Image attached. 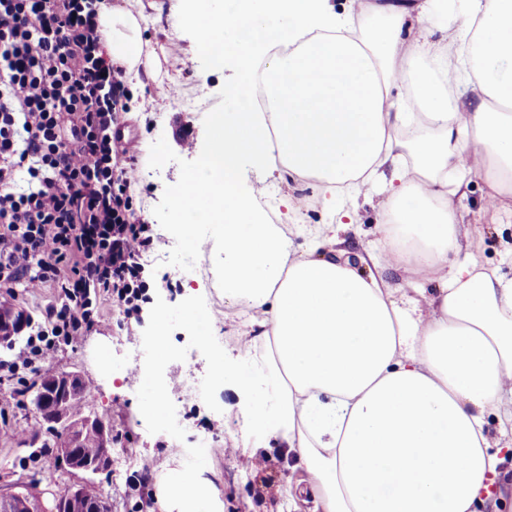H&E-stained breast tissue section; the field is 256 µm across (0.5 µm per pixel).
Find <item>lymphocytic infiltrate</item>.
Wrapping results in <instances>:
<instances>
[{
	"mask_svg": "<svg viewBox=\"0 0 512 512\" xmlns=\"http://www.w3.org/2000/svg\"><path fill=\"white\" fill-rule=\"evenodd\" d=\"M106 4L0 0V304L56 292L0 377L38 375L59 344L88 336L98 298L139 310L156 239L116 150L126 86L98 22Z\"/></svg>",
	"mask_w": 512,
	"mask_h": 512,
	"instance_id": "1",
	"label": "lymphocytic infiltrate"
}]
</instances>
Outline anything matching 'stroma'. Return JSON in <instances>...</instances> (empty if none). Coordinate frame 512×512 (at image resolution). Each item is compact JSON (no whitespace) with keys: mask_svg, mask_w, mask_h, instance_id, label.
Instances as JSON below:
<instances>
[{"mask_svg":"<svg viewBox=\"0 0 512 512\" xmlns=\"http://www.w3.org/2000/svg\"><path fill=\"white\" fill-rule=\"evenodd\" d=\"M112 3L144 13L142 39L146 50L158 54L164 73L163 80L147 78L130 90L128 110L119 120L121 134L132 142L130 152L138 173L130 193L138 215L151 224L159 243L141 260L147 298L138 315L125 318L115 302H102L101 324L82 341L60 346L42 370L46 376L56 371L83 376L94 392L86 413L98 417L115 439L112 465L88 479L68 468L54 453L57 434L48 431L34 404V382H27L19 397L13 394V383L7 382L0 385V491H12L16 482L23 481L40 493L59 492L85 480L111 503L112 512H161L153 500L155 486L141 482V467L149 465L155 475L185 466L186 461L163 433L159 416L148 408L152 385L131 383L127 351L129 344L136 343L152 352L157 332L154 314L161 310L168 346L164 355H154V363L161 372L172 373L176 387H184L190 376L209 382L205 398L184 395L178 407L190 433L212 442L199 450L195 462L212 484L211 512H320L317 499L305 490L307 473L275 447L266 451L274 483L265 485V476L250 467L255 452L243 445L241 419L224 417L238 398L220 386L211 369L223 358L229 368H238L239 329L245 314L242 307L224 301V251L219 237H212L200 250L186 244L171 201L179 177L207 150L210 117L224 108L233 70L215 67L197 52L192 29L179 25L177 0ZM172 86L177 92L171 96L167 90ZM188 141L193 144L189 150L184 147ZM239 178L246 183L265 180L266 193L258 207L275 215L297 251L307 249L317 227L332 224L345 259L356 270L374 274L392 288L421 287V280L408 271L361 262L363 243L379 236L376 201L360 200V221L348 224L343 213L349 202L343 197L322 199L303 181L285 187L276 176L262 175L247 160L241 164ZM489 191L484 178H470L466 195L458 203L461 250L511 278L512 214L486 209ZM190 309L196 311L198 324L187 322Z\"/></svg>","mask_w":512,"mask_h":512,"instance_id":"1","label":"stroma"}]
</instances>
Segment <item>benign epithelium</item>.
<instances>
[{
	"label": "benign epithelium",
	"mask_w": 512,
	"mask_h": 512,
	"mask_svg": "<svg viewBox=\"0 0 512 512\" xmlns=\"http://www.w3.org/2000/svg\"><path fill=\"white\" fill-rule=\"evenodd\" d=\"M25 318L17 315L0 317V341L8 342L21 333ZM86 387L80 375L74 372H57L49 375L38 388L35 403L37 410L49 428L59 432L58 455L72 470L85 474H97L112 461L113 438L111 431L96 417L84 415L83 433L98 440L104 448L101 457L92 460L79 451L81 439L68 435V421L55 414L56 405L77 398ZM30 498L25 492L0 494V512H29ZM51 512H111L109 503L101 496L91 494L87 486L74 485L54 494Z\"/></svg>",
	"instance_id": "obj_1"
}]
</instances>
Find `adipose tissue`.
Masks as SVG:
<instances>
[{
  "mask_svg": "<svg viewBox=\"0 0 512 512\" xmlns=\"http://www.w3.org/2000/svg\"><path fill=\"white\" fill-rule=\"evenodd\" d=\"M199 52L237 77L213 113L206 153L175 188L179 214L205 208L224 248V297L263 345H240L250 397L244 439L280 443L312 478L322 512H483L502 459L489 411L512 422V279L461 254L455 200L482 176L485 204L512 196V0H235L225 14L184 0ZM141 14L100 24L125 80L155 78ZM459 43L448 61L440 41ZM263 74L270 106L253 107ZM282 183L357 199L388 187L376 263L406 266L418 296L322 255L293 251L241 184L242 161ZM164 512H203L190 469L156 478Z\"/></svg>",
  "mask_w": 512,
  "mask_h": 512,
  "instance_id": "obj_1",
  "label": "adipose tissue"
}]
</instances>
